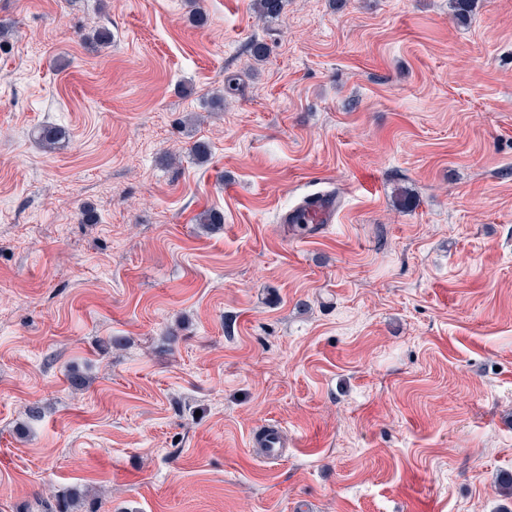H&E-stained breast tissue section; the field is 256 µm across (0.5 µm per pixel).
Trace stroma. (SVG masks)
<instances>
[{"label":"stroma","mask_w":512,"mask_h":512,"mask_svg":"<svg viewBox=\"0 0 512 512\" xmlns=\"http://www.w3.org/2000/svg\"><path fill=\"white\" fill-rule=\"evenodd\" d=\"M0 24V512H512V0ZM322 190L335 224L279 223ZM287 446L283 428L277 423H266L249 442L250 448H257L253 450L255 455L268 463L283 461L288 455Z\"/></svg>","instance_id":"35a3bbf8"}]
</instances>
